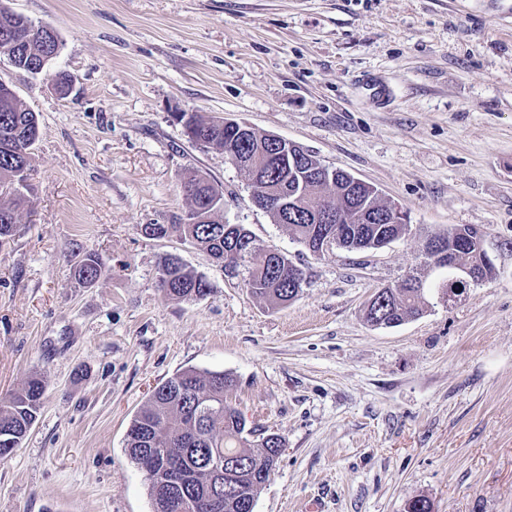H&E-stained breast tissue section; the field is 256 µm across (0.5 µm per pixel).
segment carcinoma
I'll return each mask as SVG.
<instances>
[{"label":"carcinoma","mask_w":512,"mask_h":512,"mask_svg":"<svg viewBox=\"0 0 512 512\" xmlns=\"http://www.w3.org/2000/svg\"><path fill=\"white\" fill-rule=\"evenodd\" d=\"M50 24L26 18L0 8V51L12 57L13 66L28 73L43 66L45 43L42 35ZM172 121L182 127L188 142L203 147H224L232 138L224 128V119L199 112H173ZM38 130L37 117L23 102L10 104L0 100V196L8 201L0 205V243L12 238L23 211L32 208L30 197L21 192L29 177L32 147ZM237 152L258 159L259 177L252 183L259 196L288 189V209L271 212L277 224L288 226L291 234L309 252L321 255L339 246L348 251L374 250L383 239L400 240L408 233L403 224L391 223L389 207L370 188L338 176L335 187L321 179L302 176L307 162L296 153L288 163H280L269 135L256 131L236 141ZM189 210L178 224H149V236L175 235L206 250L213 259L232 269L248 264L246 284L251 293L269 306H284L300 295L303 283L278 271L291 263L287 255L279 257L260 248L243 224L224 223V189L208 174L189 173L182 183ZM331 204L343 213L335 225L339 241H330L327 249L317 245L323 225L314 223L313 210ZM469 225L459 224L436 232L432 237L466 247L464 263L477 264L480 255L468 240ZM106 269L99 257L88 252L73 265V275L82 285L96 283ZM160 288L178 301H194L210 285L203 275L169 254L162 260ZM425 303V280L411 275L394 288L382 287L370 297L364 317L374 326L395 327L420 316ZM235 387L234 378L224 372L184 369L153 391L148 403L132 419L127 430L126 450L138 468H147L151 499L161 496L164 480L163 455L179 459L184 484L196 502V512H244L236 499V488L247 489L257 499L269 481L284 447L281 436L269 433L266 440L253 439L258 426H250L242 412L226 400ZM44 386L39 378L30 379L20 390L0 400V461L7 460L20 447L43 406ZM216 451L236 464L231 473L217 479L206 467Z\"/></svg>","instance_id":"obj_1"}]
</instances>
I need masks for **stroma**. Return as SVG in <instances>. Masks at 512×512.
Instances as JSON below:
<instances>
[{
	"label": "stroma",
	"instance_id": "35a3bbf8",
	"mask_svg": "<svg viewBox=\"0 0 512 512\" xmlns=\"http://www.w3.org/2000/svg\"><path fill=\"white\" fill-rule=\"evenodd\" d=\"M50 23L41 74L0 58L38 116L30 212L0 244V398L42 379L43 407L0 463V512H152L126 451L133 416L188 367L222 371L248 423L285 441L255 512H512V0H0ZM72 87L60 93L57 73ZM390 90L379 103L364 83ZM248 123L377 188L410 234L316 256L251 203L222 150L174 112ZM224 186V218L303 267L271 309L206 251L148 224L184 218L182 178ZM484 228L498 269L455 302L370 326L377 288L417 268L428 234ZM92 252L107 273L74 280ZM169 253L211 291L159 286Z\"/></svg>",
	"mask_w": 512,
	"mask_h": 512
}]
</instances>
